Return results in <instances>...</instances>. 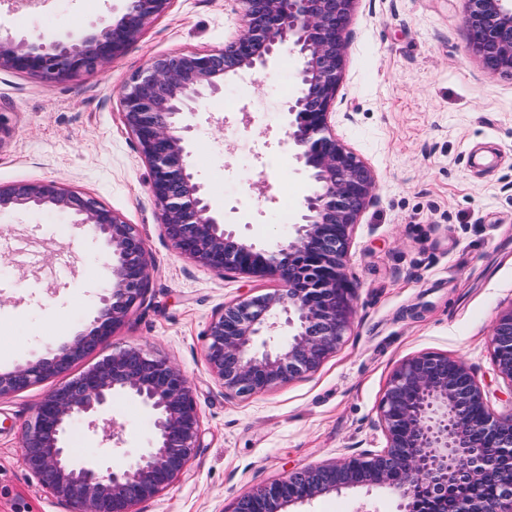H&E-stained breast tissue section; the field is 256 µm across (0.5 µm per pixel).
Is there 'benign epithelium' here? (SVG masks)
Wrapping results in <instances>:
<instances>
[{"label":"benign epithelium","mask_w":512,"mask_h":512,"mask_svg":"<svg viewBox=\"0 0 512 512\" xmlns=\"http://www.w3.org/2000/svg\"><path fill=\"white\" fill-rule=\"evenodd\" d=\"M172 0H128L116 21L67 42L54 33L36 39L0 35V70L49 80L92 72L113 62L164 14ZM243 17L222 48L153 58L124 85L125 125L150 170V191L163 235L192 261L221 275L274 277L282 288L224 306L205 332V359L229 395L250 396L316 371L351 326L352 288L345 274L349 241L373 196L372 169L336 136L331 117L343 78L345 37L356 0H235ZM468 53L488 72L512 73V0H463ZM297 56L295 94L286 104L288 138L298 170L311 183L304 210L285 242L269 250L226 229L191 170L200 102L224 90L231 76L254 77L279 55ZM46 208L70 212L109 247L101 308L92 327L34 362L0 373V400L68 372L106 345L114 330L146 301L153 258L119 214L56 183L0 185V213ZM491 343L498 373L512 383V308L501 312ZM138 401L153 418V437L135 455L123 449V429L103 418L112 399ZM483 414L472 419V408ZM386 445L344 460L311 465L249 491L234 512H284L346 488H384L413 500L428 487L492 482V500L461 494L448 512H512V412L496 415L473 370L446 354L402 360L379 406ZM86 420L102 429L104 458L80 465L68 457L67 434ZM197 401L187 375L171 360L134 346L119 348L52 388L20 435L26 468L68 512H138L137 505L172 485L200 446Z\"/></svg>","instance_id":"obj_1"}]
</instances>
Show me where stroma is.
<instances>
[{"label": "stroma", "mask_w": 512, "mask_h": 512, "mask_svg": "<svg viewBox=\"0 0 512 512\" xmlns=\"http://www.w3.org/2000/svg\"><path fill=\"white\" fill-rule=\"evenodd\" d=\"M127 0H0V28L16 36L89 35L118 20ZM242 25L235 0H172L113 63L50 83L0 71V184L54 181L96 197L135 225L153 259L143 306L109 345L76 363L135 346L176 363L192 383L201 443L184 474L140 512H233L247 491L288 472L331 462L386 440L379 405L390 375L421 352L462 359L495 413L512 411V382L497 371L491 331L512 307V75L490 74L466 55L463 0H359L347 36L345 76L332 122L374 171L373 201L352 234L346 275L354 316L343 344L314 373L265 392L225 395L205 359V332L226 303L273 292L271 277L219 275L180 255L161 232L149 169L126 128L120 94L160 55L218 48ZM294 55L258 79L232 78L204 99L191 166L229 229L275 247L309 183L295 171L283 104L294 92ZM356 115L347 122L343 113ZM225 118L223 130L208 115ZM496 155L475 172L470 150ZM290 183L293 198L278 197ZM102 239L46 211L0 214V372L36 360L86 332L101 306ZM53 381L0 400V512H65L26 469L20 434ZM107 418L126 448H142L149 413L117 397ZM399 500L362 487L291 512H397Z\"/></svg>", "instance_id": "obj_1"}]
</instances>
